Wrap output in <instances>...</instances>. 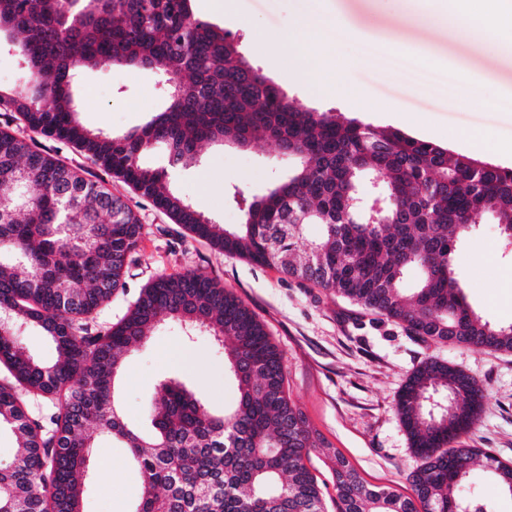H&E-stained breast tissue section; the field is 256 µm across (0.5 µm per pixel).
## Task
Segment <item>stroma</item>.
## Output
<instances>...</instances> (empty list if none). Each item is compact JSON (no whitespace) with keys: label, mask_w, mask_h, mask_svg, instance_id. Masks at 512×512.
I'll return each mask as SVG.
<instances>
[{"label":"stroma","mask_w":512,"mask_h":512,"mask_svg":"<svg viewBox=\"0 0 512 512\" xmlns=\"http://www.w3.org/2000/svg\"><path fill=\"white\" fill-rule=\"evenodd\" d=\"M237 7L244 23L233 34L241 51L303 108L354 115L347 99H314L307 84L289 82L288 58L270 67L257 39L295 30L301 17L314 16L343 32L339 57L348 64L345 81L372 105L371 111L354 115L358 120L379 129L399 128L416 138L419 130L396 126L392 112L421 117L439 134V146L455 154L465 148L451 140V133L476 129L484 135L477 159L512 168V45L490 54L467 29L426 25V18L441 9L440 0H238ZM410 56L427 58L431 72L407 78L403 65ZM463 75L476 80L483 95L459 108L449 104L444 86ZM78 96L85 126L120 132L156 112L167 88L158 75L128 67L84 73ZM58 155L88 177L104 179L143 226L125 287L100 309L96 328L120 320L142 288L158 276L200 270L215 278L247 304L282 351L287 393L317 441L309 467L326 497L336 495L332 468L340 455L366 484L411 495L408 475L418 461L395 404L410 373L428 357L447 361L482 382L486 399L481 414L461 441L512 465V352L418 341L338 294L286 276L276 267L215 250L72 148L60 147ZM288 165L265 140L245 149L207 144L197 166L177 174L174 186L197 211L234 225L241 213L232 193L263 194ZM453 264L472 309L491 323H512V249L504 246L491 214L477 216L471 233L458 242ZM171 376L196 387L211 412L222 411L237 395L224 369L223 349L203 333L187 340L178 325L165 321L148 343L124 359L117 394L129 424L148 427L157 385ZM140 492L141 477L127 449L97 436L83 512H130Z\"/></svg>","instance_id":"1"}]
</instances>
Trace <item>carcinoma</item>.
<instances>
[{
  "instance_id": "obj_1",
  "label": "carcinoma",
  "mask_w": 512,
  "mask_h": 512,
  "mask_svg": "<svg viewBox=\"0 0 512 512\" xmlns=\"http://www.w3.org/2000/svg\"><path fill=\"white\" fill-rule=\"evenodd\" d=\"M2 45L23 81L0 89V110L132 185L215 249L275 265L418 340L512 351V324H492L471 308L451 260L477 215L492 214L504 236L512 228V168L302 109L231 34L196 17L192 0H0ZM124 66L171 81L167 104L123 133L85 127L77 77ZM258 139L295 162L265 194L234 196L241 223H216L172 187L175 171L198 162L201 144ZM159 147L161 162L143 164ZM365 173L381 179L384 224L355 220ZM311 224L319 235L302 247ZM141 234L137 214L103 182L0 128V431L17 438L13 465L0 469V512H82L97 432L128 449L140 472L134 512H327L306 464L316 440L286 391L282 354L238 296L203 272L160 275L123 318L92 328L125 286ZM410 267L422 276L409 289ZM164 318L221 343L238 400L214 415L198 392L164 380L142 433L119 411L116 380L123 356ZM27 330L50 339L52 363L22 344ZM485 397L475 377L423 360L396 402L419 460L408 475L412 496L368 486L338 455L337 512H493L471 492L473 466L482 463L511 495L512 466L481 448L452 446ZM30 400L44 412L32 414Z\"/></svg>"
}]
</instances>
